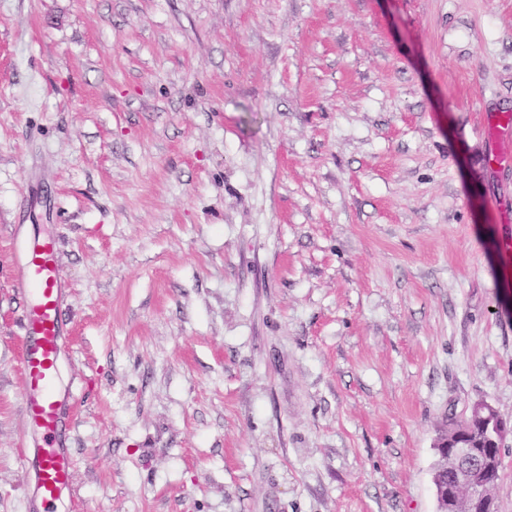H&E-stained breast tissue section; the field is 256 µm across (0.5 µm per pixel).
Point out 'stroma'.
<instances>
[{"label": "stroma", "instance_id": "obj_1", "mask_svg": "<svg viewBox=\"0 0 512 512\" xmlns=\"http://www.w3.org/2000/svg\"><path fill=\"white\" fill-rule=\"evenodd\" d=\"M512 0H0V512H28L14 231L59 240L57 512H437L510 426ZM498 420L499 416L494 409L488 406L479 407L476 404L470 418L464 422L463 426L457 428L448 424V431L441 435V437L447 435L448 441L440 445V452L456 466L454 470L456 483L441 491V497L446 505L444 512H460L461 505H464L468 512L494 511L493 499L471 485L468 462L474 448L471 464L479 468L477 472L480 483L487 485L489 492L492 493L500 478V468L486 469L482 457L487 448H498L497 446L501 447L503 443L505 436L492 428L493 422ZM458 438L462 439L469 448L455 444L448 447L451 441L454 442ZM498 449L500 452V448Z\"/></svg>", "mask_w": 512, "mask_h": 512}]
</instances>
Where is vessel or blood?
Masks as SVG:
<instances>
[{
    "instance_id": "1",
    "label": "vessel or blood",
    "mask_w": 512,
    "mask_h": 512,
    "mask_svg": "<svg viewBox=\"0 0 512 512\" xmlns=\"http://www.w3.org/2000/svg\"><path fill=\"white\" fill-rule=\"evenodd\" d=\"M55 238L39 234L16 246L12 280L26 304L19 320L23 377L22 415L30 427L34 460L29 512H47L71 481L72 460L65 449L69 424L68 397L59 392L56 376L65 334L62 306L65 290Z\"/></svg>"
}]
</instances>
